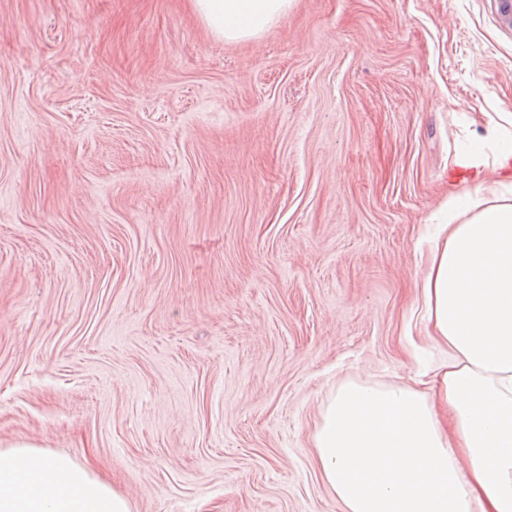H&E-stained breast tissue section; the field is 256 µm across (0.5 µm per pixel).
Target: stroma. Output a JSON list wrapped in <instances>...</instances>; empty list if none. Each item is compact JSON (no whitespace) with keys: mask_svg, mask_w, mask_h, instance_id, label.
<instances>
[{"mask_svg":"<svg viewBox=\"0 0 512 512\" xmlns=\"http://www.w3.org/2000/svg\"><path fill=\"white\" fill-rule=\"evenodd\" d=\"M512 116L494 0H0V447L133 512H342L313 437L406 383L428 227ZM292 0H191L211 33L226 40H243L267 30L288 12Z\"/></svg>","mask_w":512,"mask_h":512,"instance_id":"1","label":"stroma"}]
</instances>
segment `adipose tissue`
<instances>
[{"label": "adipose tissue", "instance_id": "obj_1", "mask_svg": "<svg viewBox=\"0 0 512 512\" xmlns=\"http://www.w3.org/2000/svg\"><path fill=\"white\" fill-rule=\"evenodd\" d=\"M292 0H191L211 33L243 40ZM456 166L482 171L480 147L512 129L489 121ZM495 204L442 224L419 293L434 362L405 385H340L314 434L316 462L343 512H512V175L484 184ZM0 512H132L129 500L70 459L15 442L0 448Z\"/></svg>", "mask_w": 512, "mask_h": 512}]
</instances>
